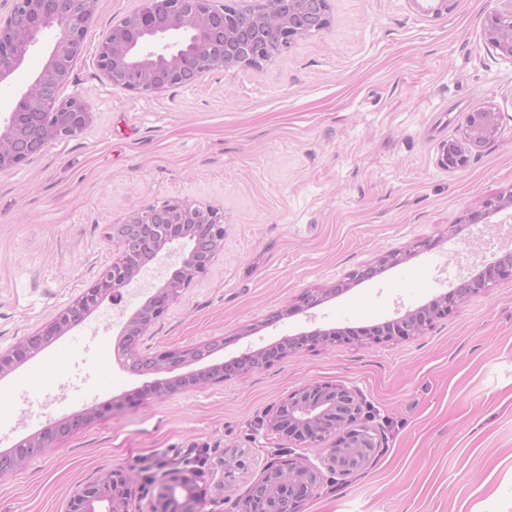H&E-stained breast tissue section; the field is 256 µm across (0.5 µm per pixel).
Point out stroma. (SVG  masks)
<instances>
[{
    "instance_id": "35a3bbf8",
    "label": "stroma",
    "mask_w": 512,
    "mask_h": 512,
    "mask_svg": "<svg viewBox=\"0 0 512 512\" xmlns=\"http://www.w3.org/2000/svg\"><path fill=\"white\" fill-rule=\"evenodd\" d=\"M136 0H98L84 54L61 97H86L93 122L21 168L0 172V350L51 321L112 261L109 225L181 199L224 214V247L144 336L155 354L215 337L229 360L284 336L378 325L448 293L512 250V208L459 225L477 202L512 192V63L488 46L499 0H459L435 17L411 0H331L329 25L259 69L215 70L189 87L113 89L94 54ZM55 38L46 31L0 83L6 125ZM492 106L500 135L455 171L438 161L469 112ZM408 257L272 326L271 312L388 252ZM180 249L146 266L120 305L0 377V448L98 407L0 477V512H66L74 489L114 469L135 478L129 512H152L162 484L193 479L201 512H239L269 463L296 456L267 434L268 413L307 384L360 390L381 448L371 464L324 472L300 512H512V280L464 299L398 343L319 345L270 368L164 397L154 373L112 361L98 384L89 342L117 345L128 318L170 277ZM246 468L218 491L225 449Z\"/></svg>"
}]
</instances>
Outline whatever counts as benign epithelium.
Instances as JSON below:
<instances>
[{
    "instance_id": "7a95c632",
    "label": "benign epithelium",
    "mask_w": 512,
    "mask_h": 512,
    "mask_svg": "<svg viewBox=\"0 0 512 512\" xmlns=\"http://www.w3.org/2000/svg\"><path fill=\"white\" fill-rule=\"evenodd\" d=\"M98 0H10L0 13V83L24 64L31 46L48 29L57 37L47 62L30 77L26 90L0 129V172L26 165L40 157L52 142L76 137L92 122L86 98L58 95L82 55ZM139 5L104 30L96 46V67L112 88L135 94H153L190 86L205 74L229 68H260L278 58L299 38L312 36L330 22V0H252L232 10L224 0H138ZM487 43L512 62V7L495 10L486 18ZM501 113L491 106L467 114L460 140L444 148L440 165L450 171L465 166L471 150L497 137ZM512 207V191L483 201L467 211L461 224H475ZM107 237L115 247L108 265L86 291L56 317L13 348L0 350V376L24 359L34 356L57 337L80 326L104 300L117 304L123 289L174 245L183 250L180 265L154 292L148 303L124 325L118 345L119 361L133 373H172L200 363L223 350L224 338L164 350L144 356L139 342L166 311L169 304L205 274L224 245V215L211 206L171 199L130 211L112 224ZM401 252H390L377 264L351 273L347 279L303 292L296 304L273 312L265 324L319 306L352 284L372 278L377 267L395 265ZM512 279V251L505 252L478 276L460 284L428 304L374 328L341 331L315 330L285 336L266 347L228 362L208 365L154 383L147 391L174 394L201 388L234 375L268 368L312 350L319 344L360 345L408 339L422 334L438 320L454 312L463 298L490 288L499 279ZM99 416L97 408L66 418L0 453V476L21 467L59 436L85 428ZM357 389L343 383L305 385L290 394L266 420L265 428L294 448H314L320 463L330 472L348 475L366 466L380 448L374 429L367 425ZM322 471L313 464L290 458L268 464L262 477L249 488L248 512H300L303 501L320 485ZM133 477L115 469L100 479L78 487L68 501L67 512H127ZM159 512H199V497L189 478L176 477L159 495Z\"/></svg>"
}]
</instances>
